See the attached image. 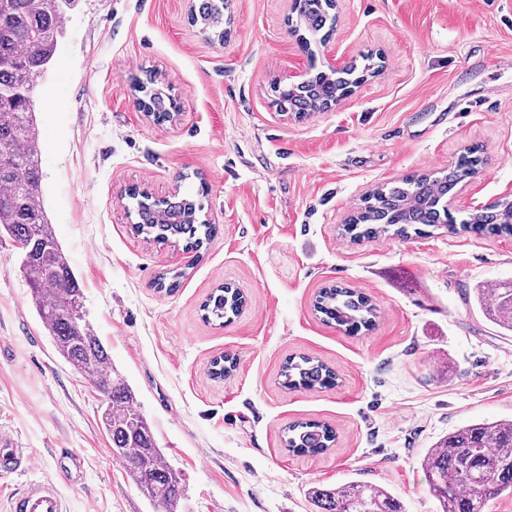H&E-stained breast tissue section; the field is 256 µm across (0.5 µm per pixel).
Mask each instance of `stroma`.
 Instances as JSON below:
<instances>
[{"label":"stroma","mask_w":512,"mask_h":512,"mask_svg":"<svg viewBox=\"0 0 512 512\" xmlns=\"http://www.w3.org/2000/svg\"><path fill=\"white\" fill-rule=\"evenodd\" d=\"M189 6L79 0L35 93L49 221L181 476L176 512H313L310 487L352 481L386 488L404 512H440L426 451L459 427L512 420V332L476 301L512 280V235L427 227L355 241L343 226L377 187L470 151L481 162L449 199L454 216L512 200V0H336L329 37L308 49L290 0H231L220 40ZM332 55L354 68L352 95L281 116L275 79ZM138 78L177 99L175 120L145 115ZM132 185L193 195L215 234L187 252L138 233ZM20 264L0 241V432L32 461L0 473V512L33 481L55 483L68 512H161L113 456L99 394L57 354ZM225 285L242 311L206 318ZM334 285L373 301V329L322 321L315 300ZM226 355L235 370L213 377ZM302 355L335 386L284 387L283 365ZM305 421L333 427L334 446L289 452L288 426ZM70 454L76 485L60 471Z\"/></svg>","instance_id":"stroma-1"}]
</instances>
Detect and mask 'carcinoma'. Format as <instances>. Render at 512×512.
Wrapping results in <instances>:
<instances>
[{
  "label": "carcinoma",
  "mask_w": 512,
  "mask_h": 512,
  "mask_svg": "<svg viewBox=\"0 0 512 512\" xmlns=\"http://www.w3.org/2000/svg\"><path fill=\"white\" fill-rule=\"evenodd\" d=\"M77 0H0V239L8 238L21 253V264L33 307L52 338L58 354L95 385L101 398V423L112 453L122 459L126 472L141 493L163 512H174L182 496L181 478L166 461L136 396L126 381L114 374L111 356L86 318L84 290L49 223L43 204L40 150L36 131L34 89L53 60L65 31V20ZM300 25L314 36L329 19L327 6L317 0L297 13ZM197 19L204 28L224 36V0H202ZM350 70L339 75L315 74L302 89L276 90L281 105L307 112L315 102L332 100L351 84ZM154 118H166L167 95L155 91ZM480 158L469 153L439 176L412 175L372 191L357 216L345 225L356 238L392 233L406 237L420 233L417 225L460 231L512 235V204L502 202L457 220L448 212V196L475 174ZM136 201L137 229L160 243L199 250L215 230L198 221L196 205L175 194L156 203L145 196ZM484 315L512 332V282L478 289ZM243 296L220 288L204 305L218 320L237 314ZM315 311L322 320L347 331L369 330L377 309L365 295L340 285L324 288ZM281 376L288 388H327L335 373L319 360L306 356L289 359ZM335 441L333 429L316 422L288 426L285 445L297 453H319ZM422 468L441 512H485L490 502L512 497V420L463 426L429 449ZM317 512H403L389 491L361 482L342 487L308 489Z\"/></svg>",
  "instance_id": "1"
}]
</instances>
